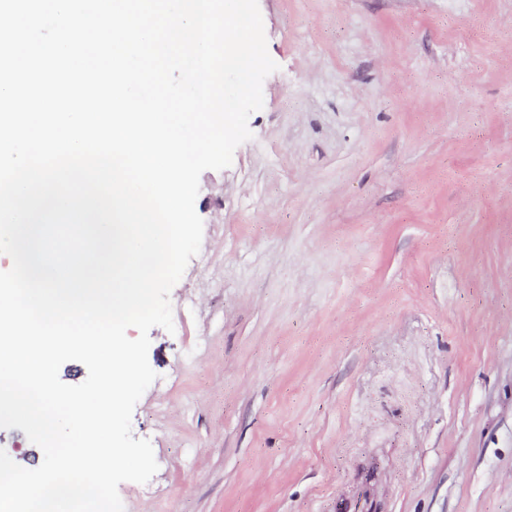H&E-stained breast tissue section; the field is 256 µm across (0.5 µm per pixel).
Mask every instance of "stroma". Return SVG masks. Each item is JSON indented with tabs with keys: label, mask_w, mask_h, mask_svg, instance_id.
Returning <instances> with one entry per match:
<instances>
[{
	"label": "stroma",
	"mask_w": 512,
	"mask_h": 512,
	"mask_svg": "<svg viewBox=\"0 0 512 512\" xmlns=\"http://www.w3.org/2000/svg\"><path fill=\"white\" fill-rule=\"evenodd\" d=\"M258 4L124 512H512V0Z\"/></svg>",
	"instance_id": "stroma-1"
}]
</instances>
